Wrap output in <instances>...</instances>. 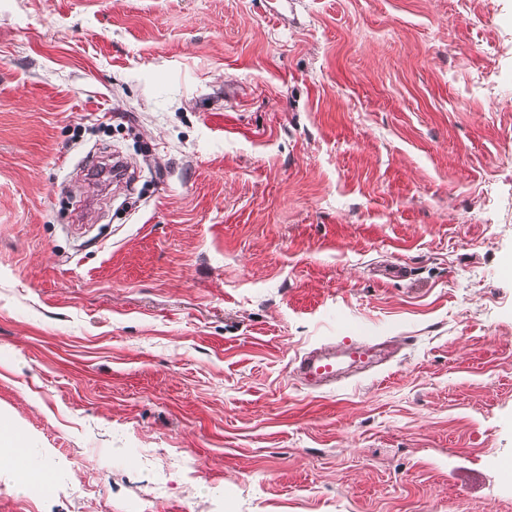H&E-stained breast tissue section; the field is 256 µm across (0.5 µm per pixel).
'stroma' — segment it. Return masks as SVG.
Segmentation results:
<instances>
[{
	"instance_id": "1",
	"label": "stroma",
	"mask_w": 512,
	"mask_h": 512,
	"mask_svg": "<svg viewBox=\"0 0 512 512\" xmlns=\"http://www.w3.org/2000/svg\"><path fill=\"white\" fill-rule=\"evenodd\" d=\"M0 421V512H512V0H0ZM378 346L351 341L339 352H336L335 348L314 349L296 359L295 370L302 382L312 388L335 384L336 379L342 377L340 364L336 362V353H343L350 364L373 366L380 361Z\"/></svg>"
}]
</instances>
